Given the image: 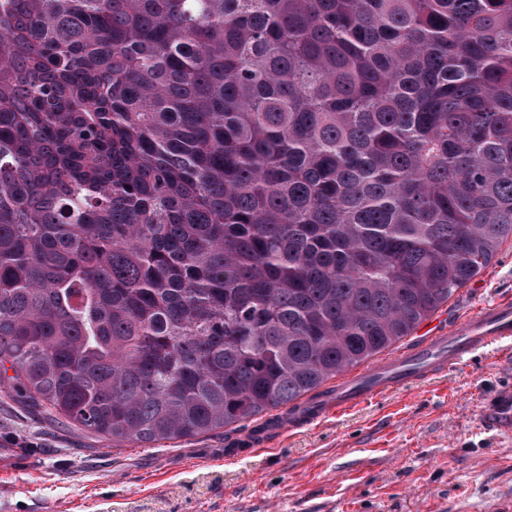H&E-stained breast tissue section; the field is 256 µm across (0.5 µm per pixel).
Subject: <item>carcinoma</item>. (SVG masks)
<instances>
[{
    "mask_svg": "<svg viewBox=\"0 0 512 512\" xmlns=\"http://www.w3.org/2000/svg\"><path fill=\"white\" fill-rule=\"evenodd\" d=\"M509 239L512 0H0V384L77 429L294 409Z\"/></svg>",
    "mask_w": 512,
    "mask_h": 512,
    "instance_id": "1",
    "label": "carcinoma"
}]
</instances>
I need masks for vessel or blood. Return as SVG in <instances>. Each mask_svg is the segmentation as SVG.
Here are the masks:
<instances>
[{
    "label": "vessel or blood",
    "mask_w": 512,
    "mask_h": 512,
    "mask_svg": "<svg viewBox=\"0 0 512 512\" xmlns=\"http://www.w3.org/2000/svg\"><path fill=\"white\" fill-rule=\"evenodd\" d=\"M512 342V299L501 298L465 314L444 329L430 327L419 342L332 386L328 397L306 402L289 419L297 427L362 406L410 381L431 379L480 350Z\"/></svg>",
    "instance_id": "1"
}]
</instances>
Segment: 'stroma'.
<instances>
[{"instance_id":"stroma-1","label":"stroma","mask_w":512,"mask_h":512,"mask_svg":"<svg viewBox=\"0 0 512 512\" xmlns=\"http://www.w3.org/2000/svg\"><path fill=\"white\" fill-rule=\"evenodd\" d=\"M512 295V242L432 316ZM512 345L256 446L240 432L112 446L0 388V512H512Z\"/></svg>"}]
</instances>
